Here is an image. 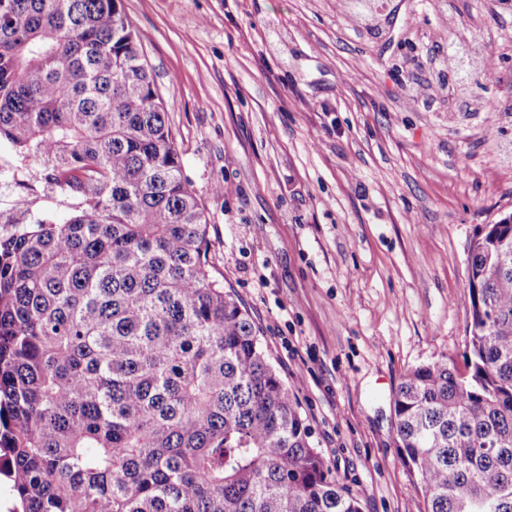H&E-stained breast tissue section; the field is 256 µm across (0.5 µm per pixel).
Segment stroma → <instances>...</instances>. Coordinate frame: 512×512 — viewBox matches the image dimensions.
Instances as JSON below:
<instances>
[{
	"label": "stroma",
	"instance_id": "35a3bbf8",
	"mask_svg": "<svg viewBox=\"0 0 512 512\" xmlns=\"http://www.w3.org/2000/svg\"><path fill=\"white\" fill-rule=\"evenodd\" d=\"M209 256L361 512H425L397 448L410 369L468 350L476 234L512 214V0H123ZM466 41L494 79L460 84ZM0 231L69 198L0 142Z\"/></svg>",
	"mask_w": 512,
	"mask_h": 512
}]
</instances>
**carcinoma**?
Returning <instances> with one entry per match:
<instances>
[{
  "label": "carcinoma",
  "instance_id": "cac0c4a2",
  "mask_svg": "<svg viewBox=\"0 0 512 512\" xmlns=\"http://www.w3.org/2000/svg\"><path fill=\"white\" fill-rule=\"evenodd\" d=\"M77 199L0 233V477L13 512H361L247 309L122 0H0V141ZM469 353L406 373L426 512H512V224L469 266Z\"/></svg>",
  "mask_w": 512,
  "mask_h": 512
}]
</instances>
